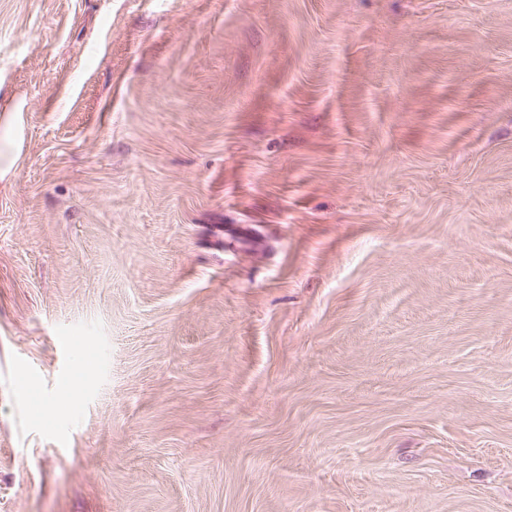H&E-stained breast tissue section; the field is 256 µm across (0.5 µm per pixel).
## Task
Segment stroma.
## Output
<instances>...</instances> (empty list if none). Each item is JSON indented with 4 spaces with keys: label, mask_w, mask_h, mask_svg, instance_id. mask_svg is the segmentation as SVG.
<instances>
[{
    "label": "stroma",
    "mask_w": 512,
    "mask_h": 512,
    "mask_svg": "<svg viewBox=\"0 0 512 512\" xmlns=\"http://www.w3.org/2000/svg\"><path fill=\"white\" fill-rule=\"evenodd\" d=\"M0 512H512V0H0Z\"/></svg>",
    "instance_id": "obj_1"
}]
</instances>
